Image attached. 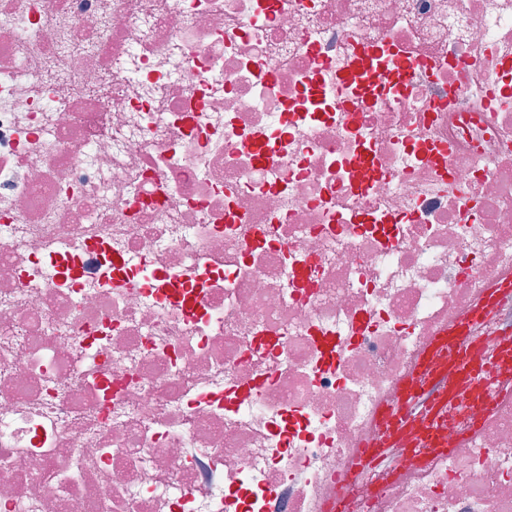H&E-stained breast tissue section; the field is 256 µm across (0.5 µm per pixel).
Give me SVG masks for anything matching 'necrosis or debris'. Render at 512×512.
<instances>
[{
    "label": "necrosis or debris",
    "mask_w": 512,
    "mask_h": 512,
    "mask_svg": "<svg viewBox=\"0 0 512 512\" xmlns=\"http://www.w3.org/2000/svg\"><path fill=\"white\" fill-rule=\"evenodd\" d=\"M508 275L512 0H0V512H512ZM505 295H512V281L491 288L478 308L457 316L419 355L413 371L402 381L404 404L396 409L381 404L376 423L382 440L370 444L366 457L384 454L386 448H409L426 441L432 448L436 428L457 395H478L487 382L512 376V332L498 334L497 361L488 360L484 347L474 340L479 328L491 322ZM448 352L454 353L455 373L448 379Z\"/></svg>",
    "instance_id": "1"
}]
</instances>
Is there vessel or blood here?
I'll return each mask as SVG.
<instances>
[{"label": "vessel or blood", "instance_id": "obj_1", "mask_svg": "<svg viewBox=\"0 0 512 512\" xmlns=\"http://www.w3.org/2000/svg\"><path fill=\"white\" fill-rule=\"evenodd\" d=\"M512 295V281L489 290L484 303L457 316L420 354L402 381L401 408L380 405L376 423L381 430L382 448H409L433 440L439 421L457 395L483 393L486 383L512 376V332H502L496 360L486 359L484 347L476 340L479 328L492 321L504 296Z\"/></svg>", "mask_w": 512, "mask_h": 512}]
</instances>
